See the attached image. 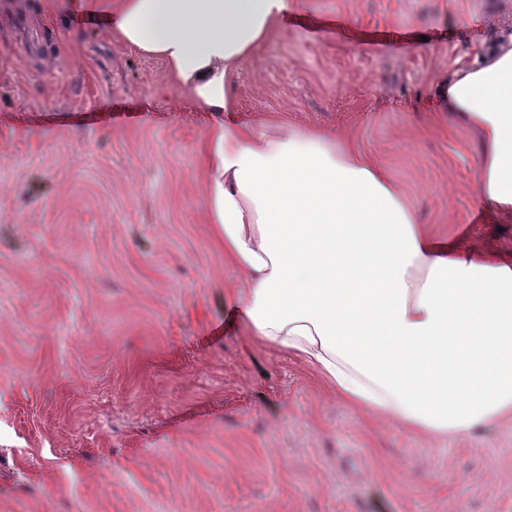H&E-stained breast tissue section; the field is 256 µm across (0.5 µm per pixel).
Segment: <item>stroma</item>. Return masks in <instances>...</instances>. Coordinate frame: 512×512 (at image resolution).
Listing matches in <instances>:
<instances>
[{"label":"stroma","instance_id":"obj_1","mask_svg":"<svg viewBox=\"0 0 512 512\" xmlns=\"http://www.w3.org/2000/svg\"><path fill=\"white\" fill-rule=\"evenodd\" d=\"M66 2L0 0V512H512V417L413 433L225 314L199 154L221 120L340 132L432 232L512 251L434 95L512 0H293L221 118Z\"/></svg>","mask_w":512,"mask_h":512}]
</instances>
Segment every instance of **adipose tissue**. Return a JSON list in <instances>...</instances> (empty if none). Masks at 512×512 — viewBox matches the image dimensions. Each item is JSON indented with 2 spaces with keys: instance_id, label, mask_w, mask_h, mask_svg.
I'll return each mask as SVG.
<instances>
[{
  "instance_id": "adipose-tissue-1",
  "label": "adipose tissue",
  "mask_w": 512,
  "mask_h": 512,
  "mask_svg": "<svg viewBox=\"0 0 512 512\" xmlns=\"http://www.w3.org/2000/svg\"><path fill=\"white\" fill-rule=\"evenodd\" d=\"M291 0H69L165 62L199 109L235 111L234 80ZM444 101L479 132L478 199L512 215V47L449 72ZM205 202L239 272L247 330L318 372L346 404L467 436L512 415V255L434 236L344 135L218 124Z\"/></svg>"
}]
</instances>
